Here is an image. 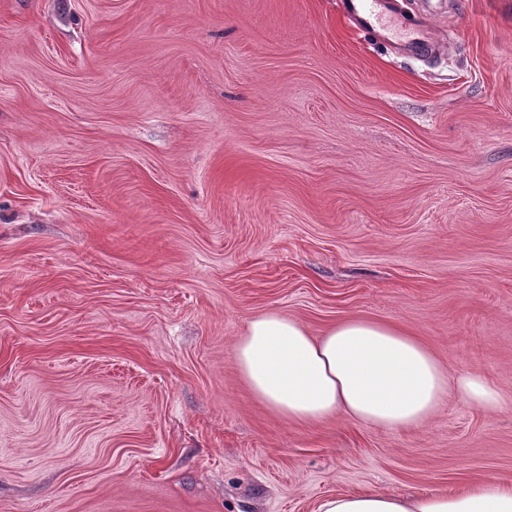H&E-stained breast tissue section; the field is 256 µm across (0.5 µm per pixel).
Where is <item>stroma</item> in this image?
Instances as JSON below:
<instances>
[{
  "label": "stroma",
  "mask_w": 512,
  "mask_h": 512,
  "mask_svg": "<svg viewBox=\"0 0 512 512\" xmlns=\"http://www.w3.org/2000/svg\"><path fill=\"white\" fill-rule=\"evenodd\" d=\"M0 0V512L512 484V0ZM396 325L507 405L272 415L249 321ZM394 2L391 0H347V15L364 30L383 27L390 30L389 20L396 19Z\"/></svg>",
  "instance_id": "obj_1"
}]
</instances>
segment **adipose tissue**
Segmentation results:
<instances>
[{"label": "adipose tissue", "mask_w": 512, "mask_h": 512, "mask_svg": "<svg viewBox=\"0 0 512 512\" xmlns=\"http://www.w3.org/2000/svg\"><path fill=\"white\" fill-rule=\"evenodd\" d=\"M250 392L276 416L315 424L344 414L362 426L414 429L450 398L484 411L504 406L484 375L447 371L414 336L353 318L315 338L271 311L251 319L236 346ZM317 512H512V485L488 478L461 491L410 498L365 490L324 498Z\"/></svg>", "instance_id": "ef3b65f1"}]
</instances>
